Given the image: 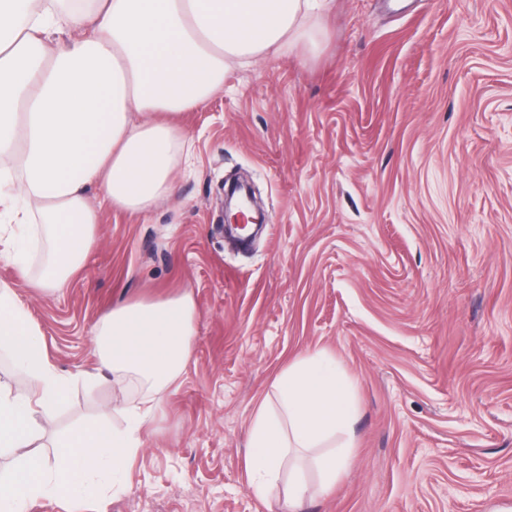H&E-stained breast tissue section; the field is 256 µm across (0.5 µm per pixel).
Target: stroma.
Returning a JSON list of instances; mask_svg holds the SVG:
<instances>
[{
  "label": "stroma",
  "instance_id": "35a3bbf8",
  "mask_svg": "<svg viewBox=\"0 0 512 512\" xmlns=\"http://www.w3.org/2000/svg\"><path fill=\"white\" fill-rule=\"evenodd\" d=\"M319 48L237 66L179 123L175 192L143 216L102 209L62 291L43 255L0 261L62 372L94 370L118 304L188 291L189 362L121 488L84 512H288L243 461L258 403L297 356L351 379L347 466L299 512H512V0H335ZM245 175L267 222L221 227ZM111 377L77 386L48 437L111 421Z\"/></svg>",
  "mask_w": 512,
  "mask_h": 512
}]
</instances>
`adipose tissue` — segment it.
I'll list each match as a JSON object with an SVG mask.
<instances>
[{
  "instance_id": "ef3b65f1",
  "label": "adipose tissue",
  "mask_w": 512,
  "mask_h": 512,
  "mask_svg": "<svg viewBox=\"0 0 512 512\" xmlns=\"http://www.w3.org/2000/svg\"><path fill=\"white\" fill-rule=\"evenodd\" d=\"M332 0H0V259L26 266L32 228L41 225L48 258L36 282L62 289L98 242L100 185L114 209L148 213L170 196L183 131L178 117L224 86L236 61L270 57L298 43L315 46L307 24ZM190 292L113 307L95 328L99 367L58 372L26 305L0 289V351L23 368L30 389L0 380V512H28L41 498L72 512L91 492L121 486L143 447L142 432L161 395L186 368L197 335ZM111 373L140 377L148 392L116 401L115 426L92 423L39 449L43 415L80 381ZM248 430L247 483L264 496L285 457L319 449L318 484L294 473L289 507L330 489L353 443L355 408L334 361L297 357L274 380ZM336 442L337 450L322 453Z\"/></svg>"
}]
</instances>
